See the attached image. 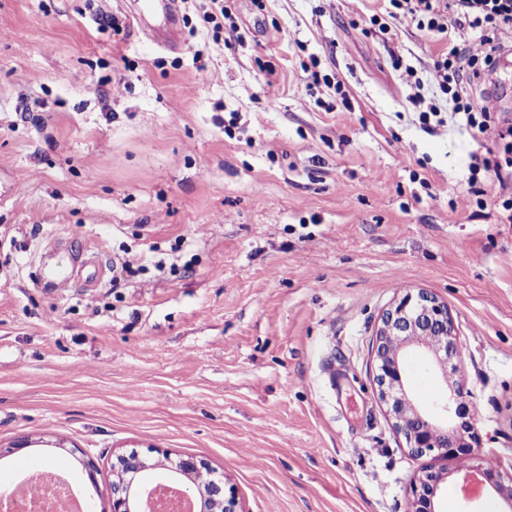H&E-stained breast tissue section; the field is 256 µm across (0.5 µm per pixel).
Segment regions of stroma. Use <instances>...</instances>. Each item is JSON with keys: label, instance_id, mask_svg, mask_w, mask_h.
Masks as SVG:
<instances>
[{"label": "stroma", "instance_id": "stroma-1", "mask_svg": "<svg viewBox=\"0 0 512 512\" xmlns=\"http://www.w3.org/2000/svg\"><path fill=\"white\" fill-rule=\"evenodd\" d=\"M135 5L0 0V480L60 459L109 512L113 455L161 448L247 512H408L413 478L456 463L411 455L377 397L379 316L407 288L447 302L478 450L512 468L503 190L470 184L474 141L424 130L390 62L426 77L437 36L371 31L384 0H234L228 47L208 0H179L171 46ZM473 187L483 206L452 209ZM406 367L433 411L441 375Z\"/></svg>", "mask_w": 512, "mask_h": 512}]
</instances>
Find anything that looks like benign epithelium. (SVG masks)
<instances>
[{"instance_id": "1", "label": "benign epithelium", "mask_w": 512, "mask_h": 512, "mask_svg": "<svg viewBox=\"0 0 512 512\" xmlns=\"http://www.w3.org/2000/svg\"><path fill=\"white\" fill-rule=\"evenodd\" d=\"M412 352L422 356L427 368L442 373L446 393L437 404V414L420 411L411 397L405 358ZM460 354L448 303L424 289L406 291L380 314L373 342L377 396L413 456H441L464 463V468L456 471L462 489L472 485L480 490L489 488L507 505L506 512H512V473L503 474L498 464L487 465L472 444L469 392L455 373L448 371ZM155 452L156 459L136 452L116 456L111 512H141L150 485L139 483L138 477H151L157 469L168 471V475L153 485L178 488L194 502L197 512H246L234 485L205 460L193 455L174 457L159 448ZM450 476L446 470L424 468L410 486L412 512H440Z\"/></svg>"}]
</instances>
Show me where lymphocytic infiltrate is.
Instances as JSON below:
<instances>
[{"mask_svg": "<svg viewBox=\"0 0 512 512\" xmlns=\"http://www.w3.org/2000/svg\"><path fill=\"white\" fill-rule=\"evenodd\" d=\"M385 16H372L371 25L382 34H391L400 22L415 23L417 28L439 36L443 47L438 52L428 80H421L416 69L403 56L393 58V67L401 72L412 89L409 102L419 108L424 129L442 114L437 104L426 103L421 90L431 85L450 109L452 124L469 130L476 144H488L482 164L494 173L501 186L512 183V119L495 117L490 106H478L467 88L469 79L480 77L482 67L497 60L498 36L512 29V0H388Z\"/></svg>", "mask_w": 512, "mask_h": 512, "instance_id": "obj_1", "label": "lymphocytic infiltrate"}]
</instances>
